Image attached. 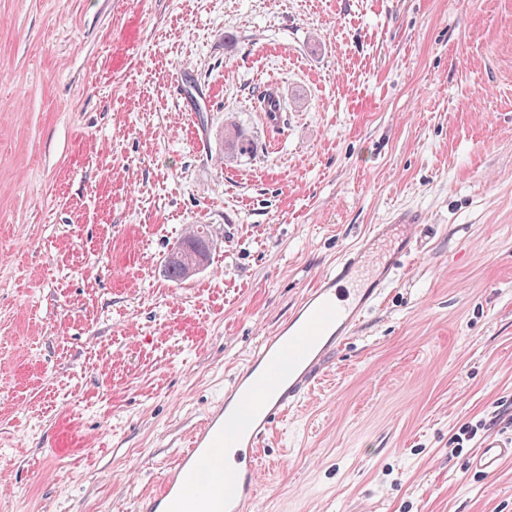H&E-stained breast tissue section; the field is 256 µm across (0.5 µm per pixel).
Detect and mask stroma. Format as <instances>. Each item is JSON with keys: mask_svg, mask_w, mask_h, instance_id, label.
<instances>
[{"mask_svg": "<svg viewBox=\"0 0 512 512\" xmlns=\"http://www.w3.org/2000/svg\"><path fill=\"white\" fill-rule=\"evenodd\" d=\"M405 210L412 250L276 420L256 512H512V462L469 473L454 442L512 438V0H0V512H140ZM196 224L212 261L169 281ZM227 133L225 134V144L227 149L235 155H245L250 148V140L246 137L243 130L238 129L236 123L231 120L226 123Z\"/></svg>", "mask_w": 512, "mask_h": 512, "instance_id": "stroma-1", "label": "stroma"}]
</instances>
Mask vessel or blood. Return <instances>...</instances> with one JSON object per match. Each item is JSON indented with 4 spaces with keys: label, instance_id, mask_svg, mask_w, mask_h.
Listing matches in <instances>:
<instances>
[{
    "label": "vessel or blood",
    "instance_id": "obj_1",
    "mask_svg": "<svg viewBox=\"0 0 512 512\" xmlns=\"http://www.w3.org/2000/svg\"><path fill=\"white\" fill-rule=\"evenodd\" d=\"M418 226V216L410 213L375 225L319 277L288 319L255 348L150 496L145 512H253L259 449L274 421L298 404L326 360L378 301ZM391 235L397 238L392 260L369 264L374 242ZM508 459L512 440L488 436L470 467L489 476Z\"/></svg>",
    "mask_w": 512,
    "mask_h": 512
}]
</instances>
